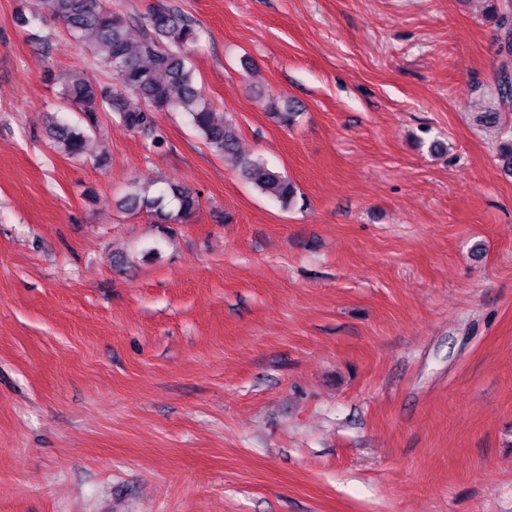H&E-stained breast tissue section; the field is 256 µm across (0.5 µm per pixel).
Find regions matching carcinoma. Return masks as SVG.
Returning <instances> with one entry per match:
<instances>
[{
  "label": "carcinoma",
  "mask_w": 512,
  "mask_h": 512,
  "mask_svg": "<svg viewBox=\"0 0 512 512\" xmlns=\"http://www.w3.org/2000/svg\"><path fill=\"white\" fill-rule=\"evenodd\" d=\"M53 16L64 25L67 40L89 48L94 65L105 79L98 80L84 69L70 71L60 83L58 96L63 109L79 112L82 122L72 124L53 116L46 132L55 148L71 158L90 153L96 140L98 113L106 112L130 131L162 145L157 135L159 112L182 111L196 134L217 155L235 159L241 178L286 210L305 202L294 181L261 156L239 152L234 124L216 111L197 87L191 58L200 33L195 23L180 10L156 6L140 39L133 43L129 32L135 18L114 10L105 0H50ZM499 26L512 32V0H501L496 12ZM268 115L288 128L301 116L291 99H271ZM500 166L512 174V136L499 144ZM123 205L144 211L155 224H184L201 207L199 193L165 183L154 193L134 186Z\"/></svg>",
  "instance_id": "carcinoma-1"
}]
</instances>
